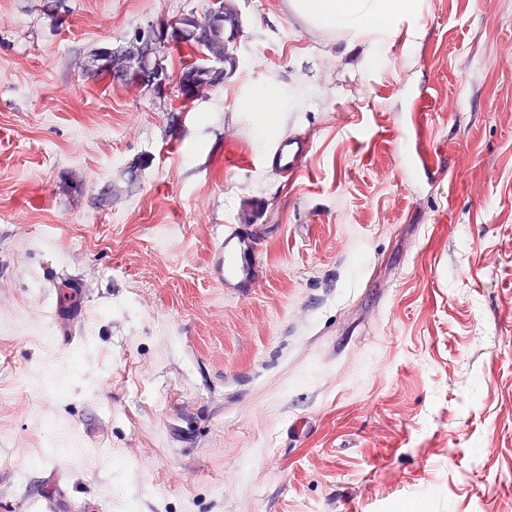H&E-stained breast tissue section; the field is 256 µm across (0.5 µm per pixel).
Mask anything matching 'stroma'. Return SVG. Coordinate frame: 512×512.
Instances as JSON below:
<instances>
[{"mask_svg": "<svg viewBox=\"0 0 512 512\" xmlns=\"http://www.w3.org/2000/svg\"><path fill=\"white\" fill-rule=\"evenodd\" d=\"M213 2L0 0V512H512V0H419L382 48L232 0L195 100L82 70ZM281 96L271 90L257 89L243 101V111L252 112L256 125L263 132L271 131L270 113L278 112L282 106ZM313 148V143L306 134L288 133L277 139L262 157L263 164L288 182L295 181L300 173L302 159ZM240 224L217 225L209 267L212 276L226 287L243 288L258 269V243L242 231Z\"/></svg>", "mask_w": 512, "mask_h": 512, "instance_id": "35a3bbf8", "label": "stroma"}]
</instances>
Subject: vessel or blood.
<instances>
[{
    "label": "vessel or blood",
    "instance_id": "obj_1",
    "mask_svg": "<svg viewBox=\"0 0 512 512\" xmlns=\"http://www.w3.org/2000/svg\"><path fill=\"white\" fill-rule=\"evenodd\" d=\"M313 148L306 134L289 133L277 139L262 158L263 164L287 181H295L303 158ZM258 244L237 224L217 228L209 267L212 276L227 287L242 288L251 283L258 269Z\"/></svg>",
    "mask_w": 512,
    "mask_h": 512
}]
</instances>
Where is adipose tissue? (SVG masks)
<instances>
[{
    "mask_svg": "<svg viewBox=\"0 0 512 512\" xmlns=\"http://www.w3.org/2000/svg\"><path fill=\"white\" fill-rule=\"evenodd\" d=\"M297 7L307 17L358 38L375 34L386 39L393 22L412 14L416 0H298Z\"/></svg>",
    "mask_w": 512,
    "mask_h": 512,
    "instance_id": "ef3b65f1",
    "label": "adipose tissue"
}]
</instances>
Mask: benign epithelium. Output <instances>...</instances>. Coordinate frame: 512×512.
I'll use <instances>...</instances> for the list:
<instances>
[{
	"label": "benign epithelium",
	"instance_id": "7a95c632",
	"mask_svg": "<svg viewBox=\"0 0 512 512\" xmlns=\"http://www.w3.org/2000/svg\"><path fill=\"white\" fill-rule=\"evenodd\" d=\"M171 34L170 28H156L152 25L136 30L126 44L117 50L108 51L113 74L121 76L131 68L143 70L140 86L148 87L160 94L166 91L171 76L154 64V59L162 55V48ZM226 49L215 48L207 56V77L187 84L192 98L201 97L209 88L217 86L224 78Z\"/></svg>",
	"mask_w": 512,
	"mask_h": 512
}]
</instances>
